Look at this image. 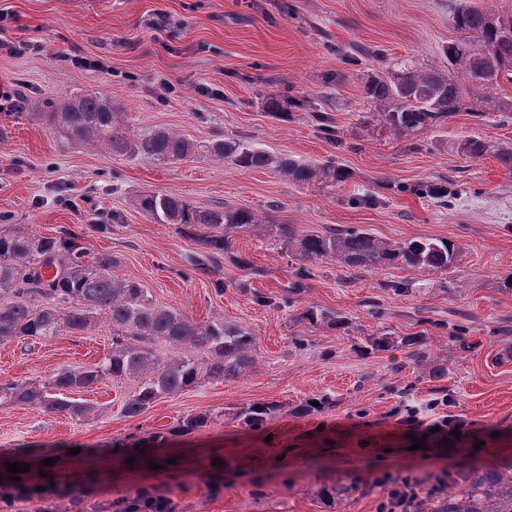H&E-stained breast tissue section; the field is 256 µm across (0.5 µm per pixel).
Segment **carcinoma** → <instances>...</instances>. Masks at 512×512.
Instances as JSON below:
<instances>
[{
	"label": "carcinoma",
	"instance_id": "obj_1",
	"mask_svg": "<svg viewBox=\"0 0 512 512\" xmlns=\"http://www.w3.org/2000/svg\"><path fill=\"white\" fill-rule=\"evenodd\" d=\"M462 37L444 48L448 75L436 70L410 68L391 77L370 78L365 94L390 129L398 135L438 127L462 109L483 116L492 112L512 119V101L497 88L482 85L460 59L479 62L492 55L504 71L512 74V40L499 36L512 29V17L504 19L463 0L453 16ZM47 120L65 136L89 145H104L116 153L145 154L160 160H184L199 147L165 130L130 137L119 124L112 102L106 96L76 95L49 103ZM457 151L480 158L489 146L476 136L457 143ZM207 153L243 169L272 168L295 184L312 181L342 183L346 170L330 163L313 166L290 157L273 158L240 141L218 139ZM139 210L157 224H177L192 232L209 250L221 252L232 234L262 226L259 215L248 209H198L181 197L160 192L139 196ZM278 230L301 261L299 273H309L310 264L334 262L339 266L374 271L403 265L422 272H443L457 259L459 247L443 239L391 242L367 229L331 231L324 235L299 233L290 224ZM117 260L104 253L91 257L73 234L39 237L24 231L0 235V341L47 340L66 328L82 334L104 322L112 328V350L100 362L65 368L44 383L0 382V404H20L50 413H67L83 419L93 413L89 405L64 396L106 379L132 378L137 386L123 404L128 418L148 410L163 396L183 392L206 381L233 380L257 368L254 338L244 327L222 319L198 322L184 313L153 302L137 280L112 275ZM306 317L314 326L342 328L348 318L311 307ZM167 345L166 354L157 345ZM400 344L412 346L411 360L418 371L427 354L413 338ZM282 405L266 402L239 409L235 420L249 429H261ZM210 416L200 413L185 418L177 430L192 433L207 426ZM174 512L163 494H136L126 500L122 512ZM409 512H512V465L466 469L448 480V493L416 496Z\"/></svg>",
	"mask_w": 512,
	"mask_h": 512
}]
</instances>
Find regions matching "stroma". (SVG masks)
I'll return each mask as SVG.
<instances>
[{
  "label": "stroma",
  "instance_id": "stroma-1",
  "mask_svg": "<svg viewBox=\"0 0 512 512\" xmlns=\"http://www.w3.org/2000/svg\"><path fill=\"white\" fill-rule=\"evenodd\" d=\"M460 0H0V85L17 97L0 109V234L76 235L91 255L116 258L113 275L139 281L159 305L204 322L242 325L255 340L256 372L160 398L138 417L122 404L134 380H107L71 399L84 419L22 405L0 408V458L52 459L54 489L71 512H119L138 490L178 512H379L390 483L418 479L441 492L460 468L512 464V173L497 148L512 147V121L461 111L441 128L395 135L365 97V83L406 63L444 69L459 37ZM90 67H83V60ZM103 93L128 135L156 130L206 145L241 140L273 156L345 169L342 183L298 185L271 169L246 170L211 156L161 162L68 139L43 117L45 101ZM278 95L286 118L263 109ZM491 147L471 159L455 142ZM454 192L451 206L408 186ZM147 192L198 208H248L261 229L238 232L218 254L177 225L138 209ZM280 224L325 234L349 227L389 241L461 245L448 270L391 266L360 272L299 260ZM407 283L395 293L394 283ZM318 307L348 327L311 326ZM378 336H419L443 379L417 373L411 350L368 347ZM112 331L30 344L0 342V382L48 380L101 361ZM331 404L296 414L318 396ZM444 398L463 438L413 447L404 408ZM277 402L261 430L237 408ZM206 413V427L169 436L127 464L115 445ZM84 452L70 454L71 445ZM165 469L155 470V457Z\"/></svg>",
  "mask_w": 512,
  "mask_h": 512
}]
</instances>
